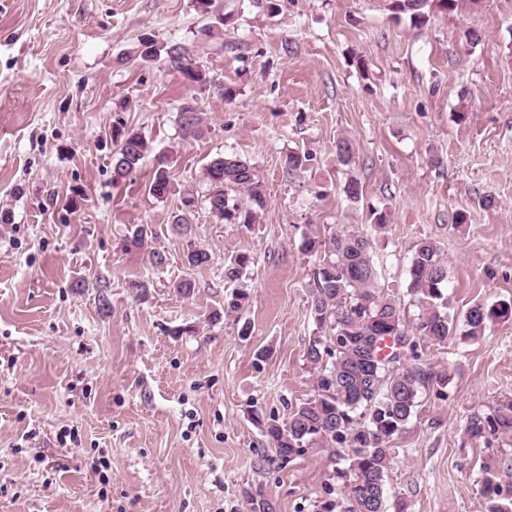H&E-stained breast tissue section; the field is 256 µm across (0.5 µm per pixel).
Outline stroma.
Instances as JSON below:
<instances>
[{
	"instance_id": "1",
	"label": "stroma",
	"mask_w": 512,
	"mask_h": 512,
	"mask_svg": "<svg viewBox=\"0 0 512 512\" xmlns=\"http://www.w3.org/2000/svg\"><path fill=\"white\" fill-rule=\"evenodd\" d=\"M393 3L280 0L273 17L262 0L205 13L197 0H0V512H249L250 489L276 512H317L326 454L260 468L263 424L313 393L305 235L371 233L374 208L390 214L378 284L406 323L423 238L447 264L451 317L494 312L479 341L419 339L448 384L429 383L394 437L387 491L409 512H486L484 470L512 465V435L477 442L464 427L512 396V314L495 312L512 304V0H457L420 28ZM145 36L185 47L209 83L142 61ZM190 95L210 123L197 140L177 123ZM118 124L173 154L166 198L148 192L149 158L113 182ZM340 137L357 145L352 166L336 158ZM291 151L309 154L302 169L286 170ZM224 154L259 170L256 223L207 209L204 167ZM188 189L192 231L178 235ZM133 224L155 230L163 265L125 249ZM195 247L208 265L185 264ZM239 253L250 298L227 315L224 267Z\"/></svg>"
}]
</instances>
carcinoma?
Returning a JSON list of instances; mask_svg holds the SVG:
<instances>
[{
	"mask_svg": "<svg viewBox=\"0 0 512 512\" xmlns=\"http://www.w3.org/2000/svg\"><path fill=\"white\" fill-rule=\"evenodd\" d=\"M456 0H395L394 10L409 17L415 27L425 25L434 11H450ZM173 51L182 63L179 73L190 83L207 81L197 60L178 44L158 45L144 37L137 53L143 60H165ZM194 97H186L178 112V125L185 139H198L210 129L198 120ZM112 177H128L151 152L142 134L112 128ZM339 162L349 165L356 158L352 141L336 140ZM149 193L156 199L171 191L168 166L171 156L154 157ZM209 184L206 202L222 207L221 220L231 224L254 223L266 204L257 167L233 154L213 158L204 168ZM246 196L249 206L230 203L228 191ZM153 236L144 224L128 230L126 246L143 248ZM374 240L359 232L336 233L322 239L305 236V250L318 257L309 290V311L315 324L305 360L315 376L313 395L290 409L282 422L271 418L265 432L272 457L267 465L282 467L310 449L328 454L332 478L340 487H325L318 512H407L402 500L390 501L386 482L393 465L391 441L402 433L418 406L421 389L432 380L448 384V375H437L422 362L417 343L405 329L400 305L378 285L373 262ZM250 256L239 254L225 267L227 279L235 282ZM447 267L436 244L422 239L414 246L408 269L407 292L420 310L416 334L443 343L453 334L448 313ZM492 311L481 304L464 313L462 336L475 341L484 336ZM466 433L473 439L512 434V398L487 411L476 410L466 420ZM480 494L487 512H512V487L503 484L499 470L486 467Z\"/></svg>",
	"mask_w": 512,
	"mask_h": 512,
	"instance_id": "carcinoma-1",
	"label": "carcinoma"
}]
</instances>
